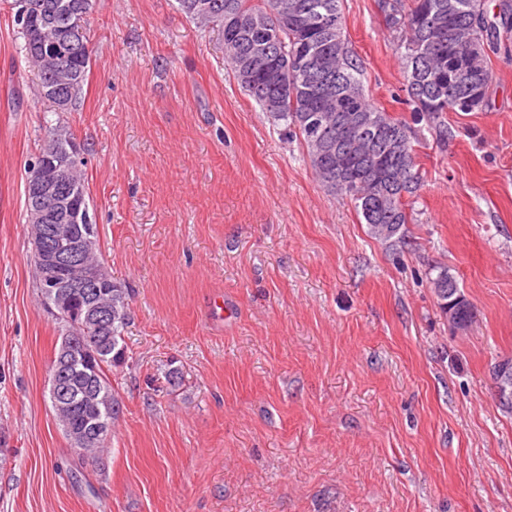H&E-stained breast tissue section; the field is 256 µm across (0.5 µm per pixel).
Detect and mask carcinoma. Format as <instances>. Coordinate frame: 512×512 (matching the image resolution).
Returning a JSON list of instances; mask_svg holds the SVG:
<instances>
[{
	"label": "carcinoma",
	"instance_id": "carcinoma-1",
	"mask_svg": "<svg viewBox=\"0 0 512 512\" xmlns=\"http://www.w3.org/2000/svg\"><path fill=\"white\" fill-rule=\"evenodd\" d=\"M8 5L22 39L21 51L40 39L35 21L21 15L25 3L41 0H0ZM191 19L224 29V56L240 86L262 111L299 131L318 180L332 193L354 201L372 238L391 244L404 237L409 223L405 198L423 186L416 163L414 130L374 104L365 91L362 66L344 36L341 0H177ZM388 29L399 54L406 91L413 112L431 126L442 125L443 113L480 112L486 105L494 73L489 52L497 49L506 24H493L485 0H381ZM333 13L337 32L332 39L320 31L309 36L312 21ZM232 13L242 20L235 29L224 28ZM92 56L69 61L83 73L62 97L72 107L87 82ZM338 74V83L320 94L312 79L299 69H319L325 63ZM359 114L376 118L355 131L349 166L353 180L341 184L336 172L320 158V146L336 136L334 119ZM128 290L112 285V356L97 364L96 400L73 399L54 408L65 434L99 418L112 425L120 415L109 372L125 360L122 331L128 321Z\"/></svg>",
	"mask_w": 512,
	"mask_h": 512
}]
</instances>
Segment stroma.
Returning <instances> with one entry per match:
<instances>
[{"instance_id": "35a3bbf8", "label": "stroma", "mask_w": 512, "mask_h": 512, "mask_svg": "<svg viewBox=\"0 0 512 512\" xmlns=\"http://www.w3.org/2000/svg\"><path fill=\"white\" fill-rule=\"evenodd\" d=\"M379 2L341 12L370 99L418 138L424 185L393 247L176 0H94L65 112L37 98L0 8V512H512V413L489 373L512 356V37L483 111L445 113V136L407 101ZM56 126L130 290L99 465L51 408L60 330L26 229L27 165ZM442 269L467 330L437 304ZM91 61H92L91 50H90V55H88V56H83L81 58H74L72 60L71 59L69 60L68 63L71 64V67L73 68V70L76 73H78L80 71L83 73V78L80 82L68 83L66 90L62 94V97L67 102V106L65 108H59L57 106V103L53 102L57 106L58 110H60L61 112H65V111L69 110V108H71L72 105L75 103L78 95L80 94V92L83 89L84 84L87 82V79H88V76H89V73L91 70ZM62 97H59V98H62Z\"/></svg>"}]
</instances>
